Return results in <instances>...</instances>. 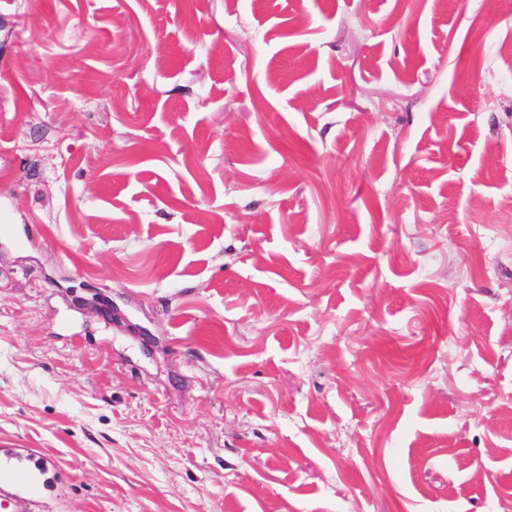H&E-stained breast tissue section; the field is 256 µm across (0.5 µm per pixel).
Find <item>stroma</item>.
<instances>
[{"instance_id": "1", "label": "stroma", "mask_w": 512, "mask_h": 512, "mask_svg": "<svg viewBox=\"0 0 512 512\" xmlns=\"http://www.w3.org/2000/svg\"><path fill=\"white\" fill-rule=\"evenodd\" d=\"M1 200L35 512H512V0H0Z\"/></svg>"}]
</instances>
